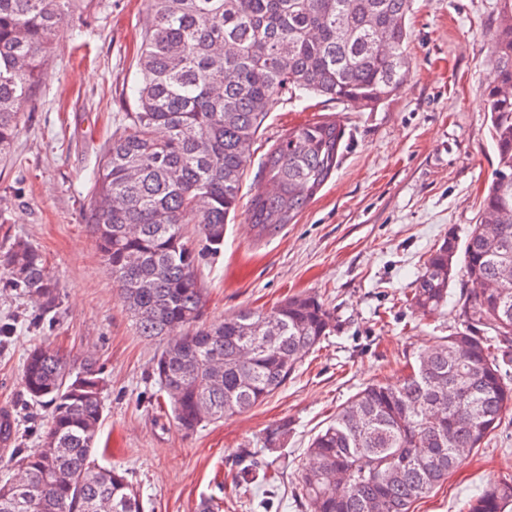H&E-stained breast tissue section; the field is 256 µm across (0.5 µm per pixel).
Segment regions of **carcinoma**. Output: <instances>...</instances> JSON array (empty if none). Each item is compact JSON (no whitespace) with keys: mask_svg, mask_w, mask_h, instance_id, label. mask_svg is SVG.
<instances>
[{"mask_svg":"<svg viewBox=\"0 0 512 512\" xmlns=\"http://www.w3.org/2000/svg\"><path fill=\"white\" fill-rule=\"evenodd\" d=\"M73 2L0 0L1 157ZM412 4L147 0L136 111L99 164L89 228L139 335L165 340L153 371L184 433L262 403L334 330V314L311 294L206 326L199 263L224 248L270 102L297 90L373 108L394 96L411 67ZM491 62L497 79L485 101L497 166L480 215L464 242L450 237L428 254L405 303L422 317L437 313L458 271L500 288L466 295L463 329L420 351L397 383L358 391L312 438L296 495L302 512H412L512 406V277L502 276L512 265V0H499ZM344 138L339 122L320 120L277 142L263 162L266 188L250 204L258 234L307 207L336 170ZM0 264L37 308L54 307L37 247L16 241ZM22 383L51 413L40 448L17 460L21 487L0 485V512H141L128 473L95 463L103 415L95 363L36 347ZM290 431L291 422L277 423L264 447H281ZM459 512H512V480H488Z\"/></svg>","mask_w":512,"mask_h":512,"instance_id":"obj_1","label":"carcinoma"}]
</instances>
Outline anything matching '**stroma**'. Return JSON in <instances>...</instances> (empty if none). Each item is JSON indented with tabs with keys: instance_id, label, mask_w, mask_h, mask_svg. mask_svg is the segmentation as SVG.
Listing matches in <instances>:
<instances>
[{
	"instance_id": "1",
	"label": "stroma",
	"mask_w": 512,
	"mask_h": 512,
	"mask_svg": "<svg viewBox=\"0 0 512 512\" xmlns=\"http://www.w3.org/2000/svg\"><path fill=\"white\" fill-rule=\"evenodd\" d=\"M498 0H413L412 72L374 108L282 94L252 144L239 207L224 250L201 265L203 320L244 308L271 310L314 294L336 328L262 404L185 434L152 370L163 342L139 336L87 227L91 176L124 113L136 72L145 0H77L66 34L24 105L10 154L0 158V253L17 240L38 247L56 285V305L36 310L6 287L0 269V413L14 439L0 449V483L41 444L48 410L22 385L28 351L45 345L92 359L104 383L99 466L126 470L142 512H298L306 449L338 407L367 384L396 382L407 361L461 329L451 284L441 313L414 315L404 302L423 259L444 238L464 239L497 166L484 114L495 73L489 61ZM326 117L346 128L340 164L294 223L258 236L248 207L264 184L266 153L289 129ZM288 420L284 447L263 451L269 428ZM272 463L267 483H243L236 454ZM512 478V408L482 448L416 501L413 512H457L486 480Z\"/></svg>"
}]
</instances>
